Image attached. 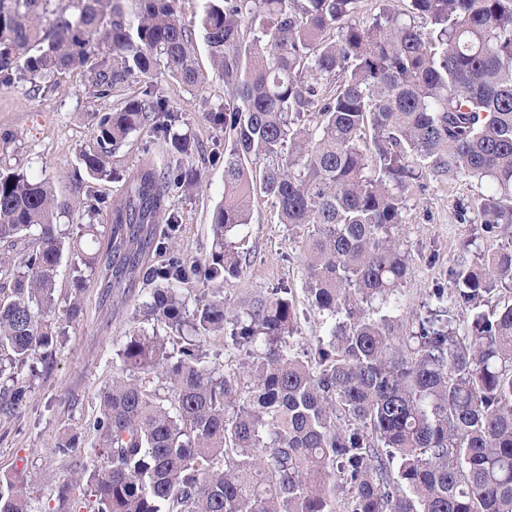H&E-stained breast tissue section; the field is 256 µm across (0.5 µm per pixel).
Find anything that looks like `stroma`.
I'll list each match as a JSON object with an SVG mask.
<instances>
[{"label": "stroma", "mask_w": 512, "mask_h": 512, "mask_svg": "<svg viewBox=\"0 0 512 512\" xmlns=\"http://www.w3.org/2000/svg\"><path fill=\"white\" fill-rule=\"evenodd\" d=\"M193 45L204 77L197 90L160 66L100 94L92 68L112 62L103 50L92 56L88 69L66 71L37 83L23 79L0 83V171H23L51 182L59 202L69 207L58 218L61 228L108 224L113 205L123 197L126 179L145 160L162 162L167 145L143 134L132 136L112 154L109 179L90 178L77 155L93 144L92 113L115 110L128 97L151 89L182 113L183 129L193 142L190 161L200 173V182L190 193L173 195L169 201L179 219L174 243L188 258L209 254L210 214L224 197V131L208 115L223 110L227 90L201 35H194ZM486 189L483 180L444 176L428 178L424 187L406 192L397 233L410 256V270L391 311L398 335L410 334L418 315L432 304L435 289L452 290L449 270L459 256L476 261L512 242L507 233L486 232L477 219L463 224L457 218L460 204ZM241 236V275L207 286L198 281L195 289L207 287L243 302L278 286L291 288L298 331L290 343L298 350L315 343L325 335L326 325L304 291L301 233L279 223L270 200L259 194ZM81 299L84 314L79 322L65 325L58 336L51 367L23 370L31 386L27 406L18 414L0 412V476L23 477L31 512H58V487L81 468L104 471L94 452L92 425L100 415V394L119 366L116 350L138 324L144 294L134 289L125 304L116 306L90 287ZM64 432L81 440L70 456L54 448Z\"/></svg>", "instance_id": "stroma-1"}]
</instances>
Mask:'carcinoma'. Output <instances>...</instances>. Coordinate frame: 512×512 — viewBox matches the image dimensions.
<instances>
[{
	"label": "carcinoma",
	"mask_w": 512,
	"mask_h": 512,
	"mask_svg": "<svg viewBox=\"0 0 512 512\" xmlns=\"http://www.w3.org/2000/svg\"><path fill=\"white\" fill-rule=\"evenodd\" d=\"M408 2L381 0L361 25L359 0H206L197 25L230 97L209 116L224 128V201L201 261L175 250L178 219L166 212L199 182L190 137L149 90L96 113L95 145L79 154L101 179L130 134L169 145L165 166L145 163L127 185L106 248L96 224L66 237L50 185L0 172V241L36 244L0 297V411L27 404L18 372L49 362L56 324L80 320L92 278L121 303L145 280L142 320L183 341L171 352L155 330L126 336L93 423L106 471L63 483L60 512H78L82 482L89 512H512V303L486 306L493 291L512 292V245L451 267L455 303L475 310L464 333L444 309L418 316L408 336L382 313L410 269L395 231L411 187L486 179L460 221L475 212L488 230L512 228V0ZM177 3L0 0V79L43 80L105 47L113 65L100 86L161 62L196 87ZM258 192L305 237V291L327 329L301 354L286 342L290 289L237 305L189 293L197 274H241L226 235L249 223ZM65 253L74 297L59 310ZM227 324L248 361L220 370L205 344ZM0 512H29L19 480L0 478Z\"/></svg>",
	"instance_id": "obj_1"
}]
</instances>
